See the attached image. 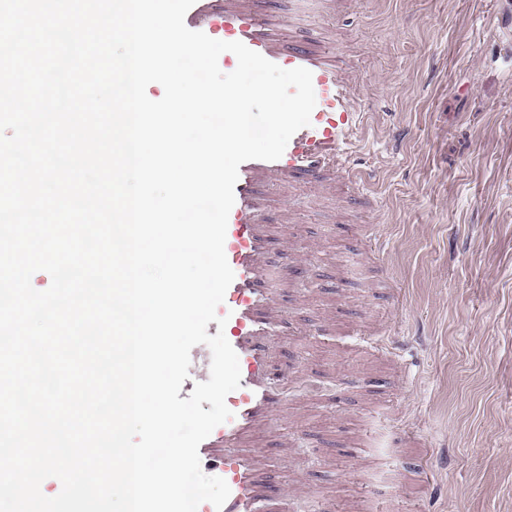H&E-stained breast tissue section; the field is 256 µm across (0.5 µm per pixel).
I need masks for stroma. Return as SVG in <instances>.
<instances>
[{
	"label": "stroma",
	"mask_w": 512,
	"mask_h": 512,
	"mask_svg": "<svg viewBox=\"0 0 512 512\" xmlns=\"http://www.w3.org/2000/svg\"><path fill=\"white\" fill-rule=\"evenodd\" d=\"M349 61L363 206L267 177L260 512H512V0H256Z\"/></svg>",
	"instance_id": "35a3bbf8"
}]
</instances>
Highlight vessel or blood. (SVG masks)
<instances>
[{"label": "vessel or blood", "mask_w": 512, "mask_h": 512, "mask_svg": "<svg viewBox=\"0 0 512 512\" xmlns=\"http://www.w3.org/2000/svg\"><path fill=\"white\" fill-rule=\"evenodd\" d=\"M211 0H196L185 23L211 35L223 32L225 41H240L278 65L311 71L316 106L309 126L298 130L280 159L249 160L239 167L226 232L227 261L235 277L225 300L229 314L225 329L239 358L240 386L230 396L236 414L221 436L202 444L201 458L219 468L230 488L224 512H255L257 469L253 457L238 450L242 435L271 410L270 348L261 339L257 318L268 302L260 282L264 252L259 233L257 188L272 173L314 184L331 173L342 175L351 197L363 191L360 180L350 175L348 144L355 131L358 110L356 82L333 53L315 50L305 43H285L271 37L263 17L239 0H224V8L211 10Z\"/></svg>", "instance_id": "b4317fda"}]
</instances>
